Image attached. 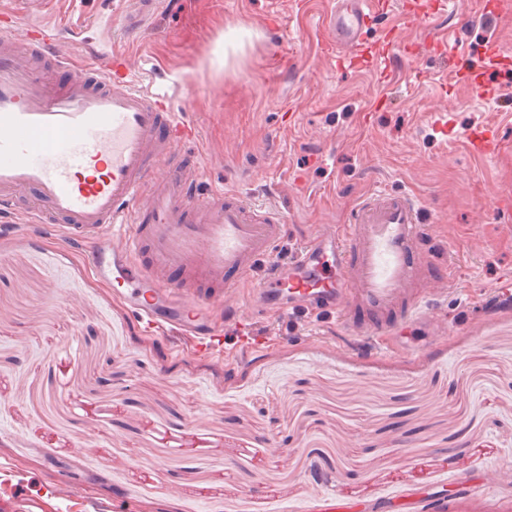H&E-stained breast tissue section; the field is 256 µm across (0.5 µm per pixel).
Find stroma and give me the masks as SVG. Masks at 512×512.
Wrapping results in <instances>:
<instances>
[{
    "mask_svg": "<svg viewBox=\"0 0 512 512\" xmlns=\"http://www.w3.org/2000/svg\"><path fill=\"white\" fill-rule=\"evenodd\" d=\"M448 0L402 24L422 0H394L343 67L321 24L331 0H156L137 33L135 0H0L38 21L93 17L82 39L125 52L136 83L172 98L199 137L185 149L212 186L285 218L280 257L347 223L363 195L423 200L425 249L441 276L447 334L416 321L381 353L335 315L251 312L257 265L233 296L212 356L147 334L89 271L63 231L0 216V506L22 512H512V301L484 305L512 271V10ZM423 45L406 57L384 35ZM447 38L441 58L430 40ZM482 74L491 95L468 83ZM494 123L480 160L465 134Z\"/></svg>",
    "mask_w": 512,
    "mask_h": 512,
    "instance_id": "35a3bbf8",
    "label": "stroma"
}]
</instances>
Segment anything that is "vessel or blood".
<instances>
[{
	"label": "vessel or blood",
	"instance_id": "b4317fda",
	"mask_svg": "<svg viewBox=\"0 0 512 512\" xmlns=\"http://www.w3.org/2000/svg\"><path fill=\"white\" fill-rule=\"evenodd\" d=\"M387 0H336L323 19L329 41L357 60ZM88 19L56 17L25 30L0 26V213L25 223L58 226L74 243H89L91 273L111 282L145 328L159 313L189 335L209 316L231 313L230 298L258 262L267 274L253 310H332L358 336L402 321H437L431 300L458 273L456 262L432 280L423 249L422 203L376 192L352 210L349 224L302 240L288 260L276 254L284 224L235 191L209 186L203 168L185 174L180 146L195 137L166 95L138 86L125 55L95 53L80 66L59 50L61 30ZM69 72L65 85L49 72ZM494 133H470L471 153H492ZM31 194L26 209L22 195Z\"/></svg>",
	"mask_w": 512,
	"mask_h": 512
}]
</instances>
